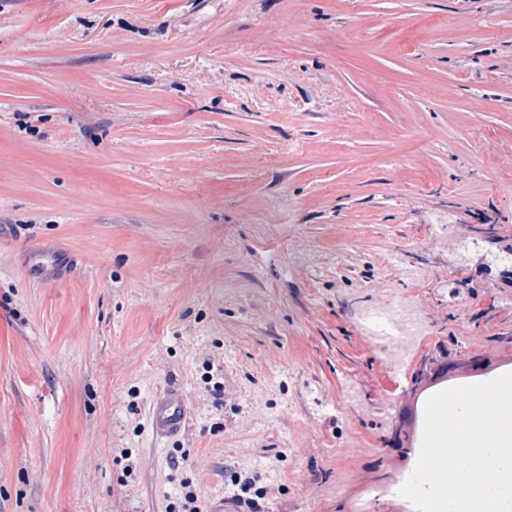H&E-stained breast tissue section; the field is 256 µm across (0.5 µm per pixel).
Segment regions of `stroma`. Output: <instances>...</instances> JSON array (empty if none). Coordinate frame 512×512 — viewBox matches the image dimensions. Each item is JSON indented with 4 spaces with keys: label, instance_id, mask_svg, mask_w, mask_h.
Returning a JSON list of instances; mask_svg holds the SVG:
<instances>
[{
    "label": "stroma",
    "instance_id": "1",
    "mask_svg": "<svg viewBox=\"0 0 512 512\" xmlns=\"http://www.w3.org/2000/svg\"><path fill=\"white\" fill-rule=\"evenodd\" d=\"M508 251L512 0H0V512H353L415 376L512 366ZM361 317L366 321L372 319L393 321L396 325L398 336H401L402 341L399 347L387 349L389 360L393 364L400 363L405 358L414 340L422 335L424 329L415 307L405 298L384 308H367L362 312ZM183 420L182 399L179 395L170 394L157 403L154 410V424L160 435L175 433ZM234 486L239 487V492L234 493L230 498H227V500H224V503H232L236 507H246L248 512H259L260 510V504L258 502V499H264V497L267 495V491L263 490V488L256 489L253 493V497H250L251 490L253 489V483L250 480H244L243 482H240V480H233Z\"/></svg>",
    "mask_w": 512,
    "mask_h": 512
}]
</instances>
